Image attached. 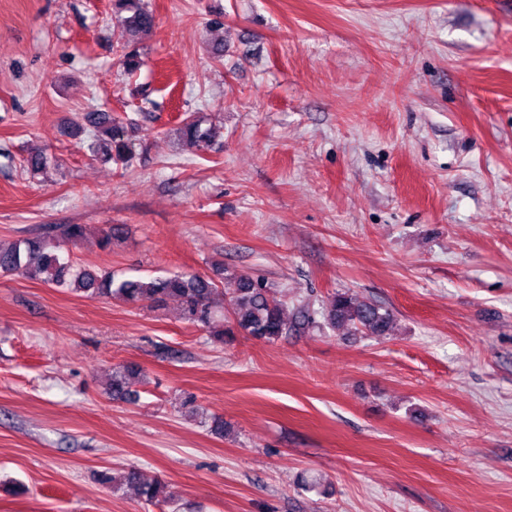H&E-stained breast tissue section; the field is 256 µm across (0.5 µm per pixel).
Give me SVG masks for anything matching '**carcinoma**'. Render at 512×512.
Here are the masks:
<instances>
[{"label":"carcinoma","instance_id":"obj_1","mask_svg":"<svg viewBox=\"0 0 512 512\" xmlns=\"http://www.w3.org/2000/svg\"><path fill=\"white\" fill-rule=\"evenodd\" d=\"M112 11L127 13L121 18L120 62L125 73L132 74L142 66L139 43L155 26L153 13L140 4V0H112ZM95 127L91 157L104 163L126 164L132 153L128 124L110 112L93 114ZM179 136L200 150H207L221 131L206 125L202 116H187L177 128ZM24 168L33 176L48 167V157L33 153L23 160ZM86 235L83 224H61L41 236L24 238L9 245L0 243V271L13 272L39 279L59 288H71L90 297H109L128 304L143 301L156 306L173 303L180 309L183 319L201 325L210 335L222 341L238 330L264 341H274L289 331L312 323L310 314L300 310L290 320L286 309L271 292L265 280L248 274L236 273L227 277L231 285L230 306L233 326H224L217 316L212 296L216 283L210 277L196 273L173 272L148 279H118L112 272H95L63 256L64 247L75 246ZM393 316L389 310L370 300L351 293L336 295L327 314L332 328H344L351 335L386 336L392 328ZM138 375V369L126 366L112 376V398L128 400L132 394L129 381ZM125 479L137 486L138 493L148 504H168L172 494L162 482L141 483L137 473L127 472Z\"/></svg>","mask_w":512,"mask_h":512}]
</instances>
